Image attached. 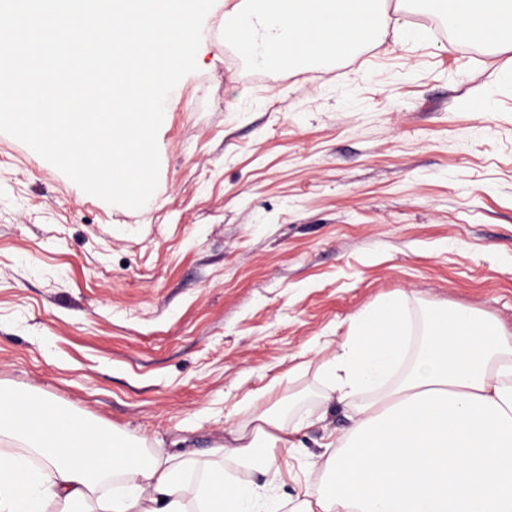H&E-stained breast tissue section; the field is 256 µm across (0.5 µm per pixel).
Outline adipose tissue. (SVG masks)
I'll use <instances>...</instances> for the list:
<instances>
[{
  "instance_id": "adipose-tissue-1",
  "label": "adipose tissue",
  "mask_w": 512,
  "mask_h": 512,
  "mask_svg": "<svg viewBox=\"0 0 512 512\" xmlns=\"http://www.w3.org/2000/svg\"><path fill=\"white\" fill-rule=\"evenodd\" d=\"M471 41L512 50V0H447ZM409 300L396 291L355 315L323 366L326 399L350 411L323 483L296 499L234 483L221 468L191 481V462L96 435L22 390L0 393V512H512V333L440 309L410 351ZM301 425L260 413L225 427L214 455L279 468Z\"/></svg>"
}]
</instances>
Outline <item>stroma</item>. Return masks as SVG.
Segmentation results:
<instances>
[{
  "label": "stroma",
  "instance_id": "obj_1",
  "mask_svg": "<svg viewBox=\"0 0 512 512\" xmlns=\"http://www.w3.org/2000/svg\"><path fill=\"white\" fill-rule=\"evenodd\" d=\"M207 14L157 142L151 210L85 193L0 133V385L151 453L204 456L226 422L327 415L321 368L354 315L408 293L512 332V51L456 35L247 71ZM322 432L279 471L295 495Z\"/></svg>",
  "mask_w": 512,
  "mask_h": 512
}]
</instances>
